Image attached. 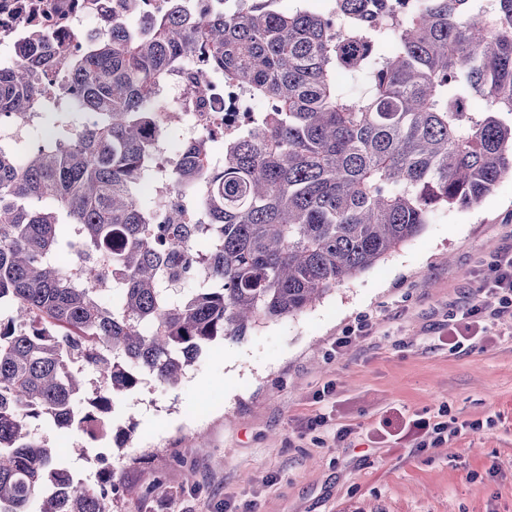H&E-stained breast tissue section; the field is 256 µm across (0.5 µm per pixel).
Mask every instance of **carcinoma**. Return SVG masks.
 I'll return each mask as SVG.
<instances>
[{"mask_svg":"<svg viewBox=\"0 0 512 512\" xmlns=\"http://www.w3.org/2000/svg\"><path fill=\"white\" fill-rule=\"evenodd\" d=\"M223 2L199 18L173 0L147 31L115 18L76 54L37 35L0 71V124L16 126L40 78L73 73L24 165L0 150V512H110L112 477L75 485L33 424L124 447L115 401L145 378L177 383L212 345L303 312L512 173V0ZM200 56L186 72L200 99L211 74L261 108L221 165L200 140L158 180L201 199L203 222L186 224L143 187L160 86Z\"/></svg>","mask_w":512,"mask_h":512,"instance_id":"carcinoma-1","label":"carcinoma"}]
</instances>
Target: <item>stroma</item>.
<instances>
[{
	"instance_id": "stroma-1",
	"label": "stroma",
	"mask_w": 512,
	"mask_h": 512,
	"mask_svg": "<svg viewBox=\"0 0 512 512\" xmlns=\"http://www.w3.org/2000/svg\"><path fill=\"white\" fill-rule=\"evenodd\" d=\"M511 248L510 175L313 307L215 345L177 386L117 400L125 447L44 424L32 436L75 485L111 469V512H512V323L448 343ZM445 418L463 429L436 446L403 433Z\"/></svg>"
}]
</instances>
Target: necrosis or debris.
Returning <instances> with one entry per match:
<instances>
[{"label": "necrosis or debris", "instance_id": "obj_1", "mask_svg": "<svg viewBox=\"0 0 512 512\" xmlns=\"http://www.w3.org/2000/svg\"><path fill=\"white\" fill-rule=\"evenodd\" d=\"M168 11V0H0V69L19 62V49L33 33L66 41L80 49L91 34L107 28L113 16L138 27H149ZM206 106H199L195 89L182 73H175L161 91L162 116L176 135L179 149L206 136L223 139L254 117L245 106L242 87L210 80Z\"/></svg>", "mask_w": 512, "mask_h": 512}]
</instances>
